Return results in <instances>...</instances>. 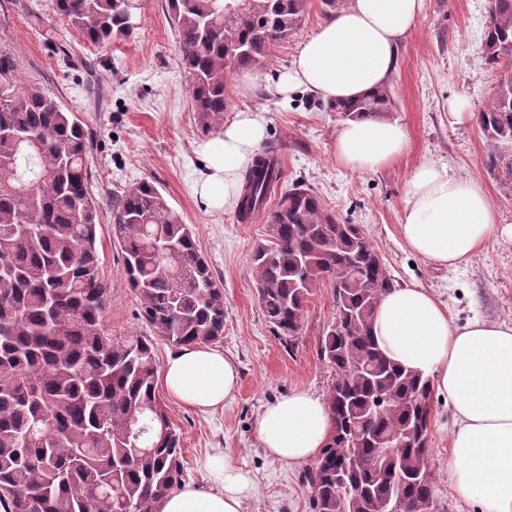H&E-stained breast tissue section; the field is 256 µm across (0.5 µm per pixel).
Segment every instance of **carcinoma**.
<instances>
[{
    "label": "carcinoma",
    "instance_id": "cac0c4a2",
    "mask_svg": "<svg viewBox=\"0 0 512 512\" xmlns=\"http://www.w3.org/2000/svg\"><path fill=\"white\" fill-rule=\"evenodd\" d=\"M192 110L206 130L229 108L228 74L261 67L305 20L307 0H167ZM84 40L104 46L136 28L139 0H49ZM481 54L499 69L475 121L483 164L512 183V0H488ZM0 52V509L3 512H152L183 479L179 434L156 394L147 336H114L105 324L110 286L100 275V201L85 161L88 134L37 84L17 83ZM389 86L330 105L343 121L392 110ZM281 172L256 160L238 200L242 219L266 208ZM112 235L141 301L140 317L180 347L224 335V292L190 225L150 181L112 204ZM265 320L280 336L301 328L325 281L336 318L319 339L334 371L331 443L304 475L315 512H433L428 439H385L429 429L430 379L391 361L372 332L376 307L395 287L369 236L331 214L296 183L267 215L252 254Z\"/></svg>",
    "mask_w": 512,
    "mask_h": 512
}]
</instances>
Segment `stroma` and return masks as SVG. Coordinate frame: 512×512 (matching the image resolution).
<instances>
[{
	"instance_id": "stroma-1",
	"label": "stroma",
	"mask_w": 512,
	"mask_h": 512,
	"mask_svg": "<svg viewBox=\"0 0 512 512\" xmlns=\"http://www.w3.org/2000/svg\"><path fill=\"white\" fill-rule=\"evenodd\" d=\"M486 8L487 0H424L389 80L394 98L389 117L405 126L409 145L387 169L366 173L337 165L332 143L341 122L328 103L305 89L285 99L268 82L248 96L233 90L224 114L228 124L241 111L263 118L262 149L284 151L280 190L298 182L313 188L332 213L364 228L399 285L429 288L460 325L475 318L512 323V238L493 235L458 268L433 267L400 238L401 186L420 161L448 165L478 180L501 223L512 225V185L483 166L488 145L473 118L496 84L495 69L480 53ZM324 20L320 0H308L304 23L272 50L265 75L289 68L300 45ZM136 22L131 36L100 48L50 13L48 0H8L0 10V49L15 56L23 82L42 84L89 128L87 163L92 189L103 202L100 272L111 287L105 323L113 335L151 333L112 237L113 196L141 180H154L169 205L192 225L198 248L224 290V337L216 347L240 366L234 397L222 409L203 414L175 404L167 394L159 396L181 438L184 482L213 489L203 463L220 452L255 483L245 512H314L305 466L273 461L256 445L253 427L261 407L292 388L328 397L335 375L320 359L318 344L336 316L332 290L325 282L314 290L297 335L274 333L260 309L251 264L254 248L265 239V220L243 221L236 202L212 209L196 194L205 172L199 147L222 130L202 129L192 110L166 0H142ZM458 96L469 104L468 116L459 122L448 114L449 100ZM431 404L434 512H475L451 490L448 404L438 396Z\"/></svg>"
}]
</instances>
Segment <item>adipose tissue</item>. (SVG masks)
I'll use <instances>...</instances> for the list:
<instances>
[{
	"mask_svg": "<svg viewBox=\"0 0 512 512\" xmlns=\"http://www.w3.org/2000/svg\"><path fill=\"white\" fill-rule=\"evenodd\" d=\"M423 7L424 0H347L277 75L276 94L303 88L332 103L386 85ZM264 137L263 123L242 112L223 136L202 145L206 172L199 196L206 206L224 207ZM407 146L399 121L366 117L338 130L333 153L341 166L374 173L396 162ZM402 201L404 245L436 267L468 262L494 232L512 237V225H499L482 184L443 164L414 166L403 180ZM373 332L389 359L430 378L448 401L454 421L448 474L455 497L477 512H512V324L476 318L456 325L430 290L405 285L382 297ZM158 381L177 403L210 412L236 392L239 370L223 352L189 344L168 357ZM335 427L325 399L294 388L262 408L254 435L273 459L301 465L320 456ZM204 465L216 489L182 484L157 500L153 512H244L253 480L220 454Z\"/></svg>",
	"mask_w": 512,
	"mask_h": 512,
	"instance_id": "obj_1",
	"label": "adipose tissue"
}]
</instances>
